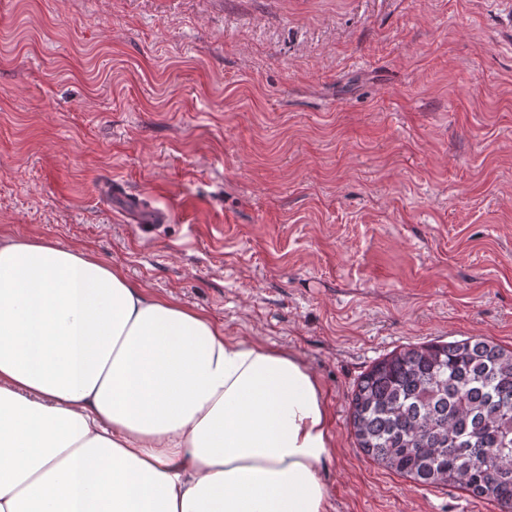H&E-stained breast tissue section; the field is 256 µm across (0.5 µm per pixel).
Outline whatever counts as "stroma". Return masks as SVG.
<instances>
[{"label":"stroma","mask_w":512,"mask_h":512,"mask_svg":"<svg viewBox=\"0 0 512 512\" xmlns=\"http://www.w3.org/2000/svg\"><path fill=\"white\" fill-rule=\"evenodd\" d=\"M0 237L297 352L331 512H501L367 458L349 402L410 343L512 348V0H0Z\"/></svg>","instance_id":"stroma-1"}]
</instances>
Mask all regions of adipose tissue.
<instances>
[{
	"label": "adipose tissue",
	"instance_id": "1",
	"mask_svg": "<svg viewBox=\"0 0 512 512\" xmlns=\"http://www.w3.org/2000/svg\"><path fill=\"white\" fill-rule=\"evenodd\" d=\"M323 387L123 269L0 240V512H330Z\"/></svg>",
	"mask_w": 512,
	"mask_h": 512
}]
</instances>
